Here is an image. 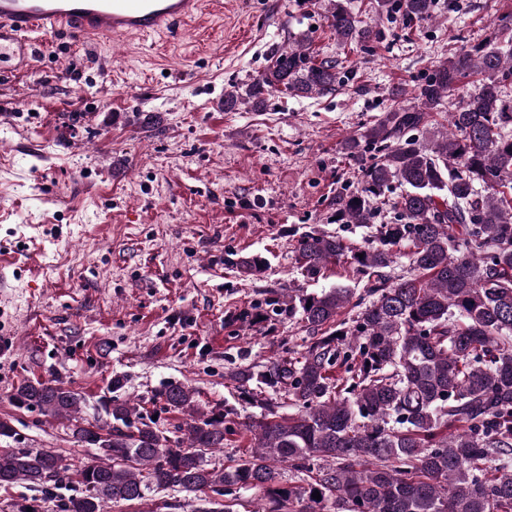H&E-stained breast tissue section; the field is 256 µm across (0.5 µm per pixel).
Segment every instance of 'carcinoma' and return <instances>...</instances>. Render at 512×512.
I'll return each instance as SVG.
<instances>
[{"instance_id":"cac0c4a2","label":"carcinoma","mask_w":512,"mask_h":512,"mask_svg":"<svg viewBox=\"0 0 512 512\" xmlns=\"http://www.w3.org/2000/svg\"><path fill=\"white\" fill-rule=\"evenodd\" d=\"M378 15H399L411 28L432 16L435 0H371ZM329 26L339 44L368 46L382 31L349 0H332ZM343 61L316 59L308 39L279 51L245 90L224 91V110L264 106L275 92L300 97L344 83ZM479 76L449 129L424 141L461 79ZM512 49L478 44L435 65L418 84L419 105L379 119L345 144L362 168L363 186L336 193L344 224L370 225L374 200L393 183L407 187L395 219L373 240L351 246L312 230L292 244L297 268L317 275L351 266L364 282L356 318L339 319L353 291L273 293L254 303L252 321L274 326L299 317L308 328L300 356L227 375L242 407L202 408L196 391L170 382L164 407L188 420L162 429L137 404L114 392L101 401L108 427L74 425L73 437L99 451L79 472L81 495L60 512H106L177 488L224 497L234 512L244 492L259 491L264 512H512ZM411 247L407 274L393 277L395 247ZM260 254L235 262L260 277ZM19 407L66 420L86 405L60 382L23 379L11 393ZM292 412L286 414L284 407ZM241 431L254 449L222 468L205 459ZM65 467L44 449H0V488L44 485ZM319 492L321 499L312 497Z\"/></svg>"}]
</instances>
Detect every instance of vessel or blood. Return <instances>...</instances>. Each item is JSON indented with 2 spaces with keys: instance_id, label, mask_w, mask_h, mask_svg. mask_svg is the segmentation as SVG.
<instances>
[{
  "instance_id": "vessel-or-blood-1",
  "label": "vessel or blood",
  "mask_w": 512,
  "mask_h": 512,
  "mask_svg": "<svg viewBox=\"0 0 512 512\" xmlns=\"http://www.w3.org/2000/svg\"><path fill=\"white\" fill-rule=\"evenodd\" d=\"M201 7L202 0H0V80L37 63L40 35L64 33L91 44L160 35Z\"/></svg>"
}]
</instances>
